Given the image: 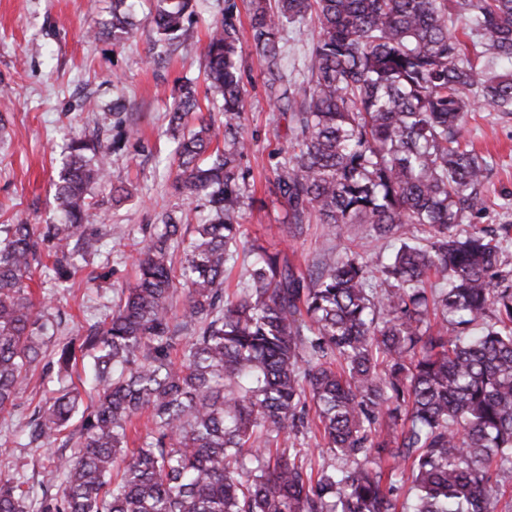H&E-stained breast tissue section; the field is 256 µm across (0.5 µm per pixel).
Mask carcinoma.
I'll return each instance as SVG.
<instances>
[{"mask_svg": "<svg viewBox=\"0 0 512 512\" xmlns=\"http://www.w3.org/2000/svg\"><path fill=\"white\" fill-rule=\"evenodd\" d=\"M157 2L160 39H193L195 0ZM247 6L265 93L293 123L275 195L290 232L314 219L336 252L305 276L244 235L242 45L236 0H224L204 60L223 99L224 147L212 148L211 119L186 131L199 110L192 87L169 115L174 188L211 219L187 241L163 215L137 250L135 286L93 330L57 342L61 373L91 357L97 401L82 409L64 388L35 407L25 446L68 432L63 480L36 498L0 472V512H397L386 455L409 471L408 512H496L492 470L512 469V269L508 235L473 225L488 209L493 158L463 145L458 126L479 103L512 112V0ZM311 18L318 36L295 80L278 35ZM133 26L132 4L115 0L107 35L119 43ZM110 153L97 133L73 137L55 190L61 221L0 225V414L16 407L54 329L33 301L34 269L66 290L101 247L89 210L92 189L109 183ZM352 224L391 245L377 267L342 242ZM241 254L246 279L230 293L224 268ZM180 291L193 326L184 342L172 313ZM144 412L152 429L131 450ZM314 427L316 467L305 446Z\"/></svg>", "mask_w": 512, "mask_h": 512, "instance_id": "obj_1", "label": "carcinoma"}]
</instances>
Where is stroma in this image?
Returning a JSON list of instances; mask_svg holds the SVG:
<instances>
[{
    "label": "stroma",
    "mask_w": 512,
    "mask_h": 512,
    "mask_svg": "<svg viewBox=\"0 0 512 512\" xmlns=\"http://www.w3.org/2000/svg\"><path fill=\"white\" fill-rule=\"evenodd\" d=\"M155 2L136 0L140 24L129 40L115 44L86 36L87 29L110 24L112 0H0V86L11 89L9 98H0V224L57 222L53 196L61 160L70 139L80 133L99 131L112 138L111 178L130 192L120 204L92 209L90 222L102 248L87 256L70 290L57 288L51 273L34 278V297L53 320L59 340L93 323L118 302L122 289L134 286L135 245L155 231L162 212L191 225L206 218L203 207L173 191L177 157L168 112L180 85L189 81L202 108L218 113L221 100L206 89L203 53L224 0H197L196 36L179 46L158 43L148 22ZM236 2L248 138L241 170L255 199L244 209L245 234L308 273L318 269L336 241L318 224L292 237L282 222L285 204L274 195L273 182L278 151L291 136V117L275 110L265 94L247 3ZM314 37L312 22L284 27L281 44L289 74L302 71ZM116 100L123 111L111 110ZM461 139L495 160L484 226H512V115L479 109L467 118ZM64 387L77 389L84 403H91L83 367L63 374L38 369L12 414L0 415V443L7 445L0 470L35 486L59 484L54 461L63 452L61 443L35 451L21 441L34 408Z\"/></svg>",
    "instance_id": "stroma-1"
}]
</instances>
